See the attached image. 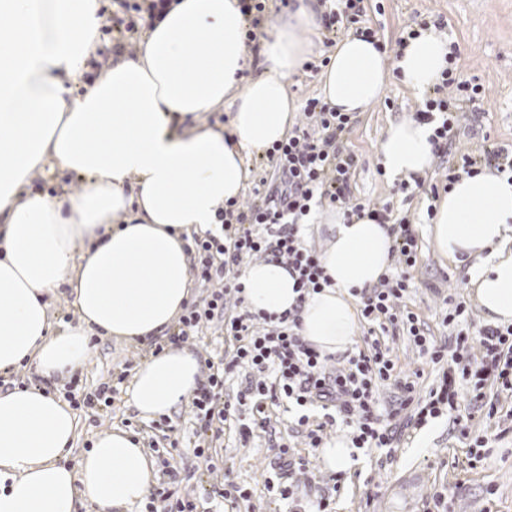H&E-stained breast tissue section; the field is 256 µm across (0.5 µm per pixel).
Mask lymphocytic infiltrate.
<instances>
[{
	"mask_svg": "<svg viewBox=\"0 0 512 512\" xmlns=\"http://www.w3.org/2000/svg\"><path fill=\"white\" fill-rule=\"evenodd\" d=\"M172 0H110L99 16L104 34L120 32L122 41L113 53L136 51L143 29L162 18ZM361 0H331L321 15L328 33L325 47L353 26H359ZM486 89L478 78H464L456 56L433 92L423 98L415 112L418 121L432 127L431 141L436 158L444 160L442 182L431 185V195L450 191L459 173L476 176L483 168L512 174V146L491 143L480 150H460L458 143L474 117L476 102L484 100ZM355 123L351 112H339L319 98L306 100L301 119L287 138L272 144L265 157L273 167L274 179L264 191L247 201L230 200L217 213L222 235L195 237L190 272L201 293L185 306L166 342H155V352L165 344L181 345L198 336L203 328L215 326L231 350L223 359L206 361V369L191 396L198 441L195 456L220 443L227 422H235L241 438L261 431L272 436L276 425L269 408L289 403L302 408L296 432L308 447H321L326 427L342 423L352 427L356 448H378L395 452L404 433L424 427L429 420L451 412L461 435L469 437L470 448H483L485 438L473 434L470 417L458 415L461 394L467 393L486 417L498 413L495 401L487 400L486 388L512 397V325H475L464 300L454 295L442 298L441 324L448 329L447 340L430 338L425 322L404 302L410 273L418 264V238L408 215L394 212L389 204L363 201L351 190L358 166L356 155L345 139ZM454 165H447L448 156ZM339 207L345 218L369 217L388 225L394 245L385 274L372 287L359 293L361 315L369 325L366 349L346 355L342 365L320 354L301 335L299 310L281 315L251 312L242 296L240 277L257 261L285 265L296 277L300 295L318 293L331 286L317 250L301 234L300 221L309 215L315 199ZM406 333L420 355L440 371L436 386L428 393L418 391L421 371L397 372L387 336ZM245 378L235 399L224 397V384L235 373ZM392 385L396 394L388 407H380L379 386ZM325 410V419L311 423L305 408ZM267 489L289 506V512H335L336 487L320 488L306 480L309 462L297 456L290 444L277 442ZM183 479L169 466L160 470L159 486L153 497L156 507L149 512H212L213 499L249 500L247 490L225 482L209 492L181 491Z\"/></svg>",
	"mask_w": 512,
	"mask_h": 512,
	"instance_id": "obj_1",
	"label": "lymphocytic infiltrate"
}]
</instances>
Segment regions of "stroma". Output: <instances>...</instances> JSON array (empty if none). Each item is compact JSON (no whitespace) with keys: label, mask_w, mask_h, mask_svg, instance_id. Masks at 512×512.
Returning a JSON list of instances; mask_svg holds the SVG:
<instances>
[{"label":"stroma","mask_w":512,"mask_h":512,"mask_svg":"<svg viewBox=\"0 0 512 512\" xmlns=\"http://www.w3.org/2000/svg\"><path fill=\"white\" fill-rule=\"evenodd\" d=\"M363 7V26L387 43L421 19L442 17L444 33L456 45L466 73L478 77L487 90L473 125L476 135L512 145V0H363ZM385 96L386 103L358 113L348 135V144L359 157L352 191L361 198L389 201L394 210H407L420 218L431 202L430 192L422 188L403 192L398 182L381 174L377 157L388 125L412 116L418 99L395 77L388 78ZM416 233L419 263L411 273L405 303L440 340L447 331L440 324V301L431 287L443 283L462 295L467 277L434 253L426 225H417ZM384 342L398 370L405 374L422 370L421 389L432 386L435 374L408 336H388ZM151 352L147 344L132 346L99 338L89 346L87 363L76 375L78 384L84 391H94L112 379L122 364L139 365ZM74 413L77 434L68 450L69 466H76L98 436L124 426L142 444L158 442L161 457L171 467L199 474L206 471L205 460L193 454L195 426L188 405L171 411V427L165 431L143 421L124 393L108 409L81 406ZM473 416L475 431L486 440V458L471 461L467 439L454 429L451 416H441L405 433L394 457L373 451L364 454L362 465L351 474L339 475L336 512H437L433 495L440 489L448 494L451 512H512V431L500 432L497 420ZM218 453L230 481L251 493L249 504L240 505L239 512H285V503L270 498L265 487L274 457L267 435L258 431L244 440L236 429H225Z\"/></svg>","instance_id":"obj_1"}]
</instances>
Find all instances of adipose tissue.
<instances>
[{
	"label": "adipose tissue",
	"instance_id": "1",
	"mask_svg": "<svg viewBox=\"0 0 512 512\" xmlns=\"http://www.w3.org/2000/svg\"><path fill=\"white\" fill-rule=\"evenodd\" d=\"M316 0H293L262 45L247 88L239 0H175L147 30L136 57L118 56L93 86L71 82L100 44L99 0H0V373L33 362L39 376L70 377L89 341L138 344L172 327L189 298L193 234L219 232L218 209L241 197L249 157L284 139L299 106L286 80L306 61L322 26ZM448 40L431 29L408 39L395 66L424 96L446 67ZM321 93L341 112L383 98L385 57L356 35L337 40ZM231 105L227 131L199 125L200 113ZM431 125L390 124L379 155L389 180L426 176ZM56 167L81 179L79 194H24L34 171ZM327 226L320 254L330 287L298 303L294 280L275 262L241 278L252 312L301 306V334L321 354L354 343L356 292L376 284L393 239L364 217L324 207L307 218ZM433 250L465 268L469 297L492 325L512 324V181L493 170L461 176L436 205ZM77 323L53 324L47 295L62 283ZM183 347L148 357L130 388L144 420L169 414L200 377ZM77 423L69 403L38 386L0 393V512H131L145 502L154 463L126 430L99 437L77 468L66 456Z\"/></svg>",
	"mask_w": 512,
	"mask_h": 512
}]
</instances>
